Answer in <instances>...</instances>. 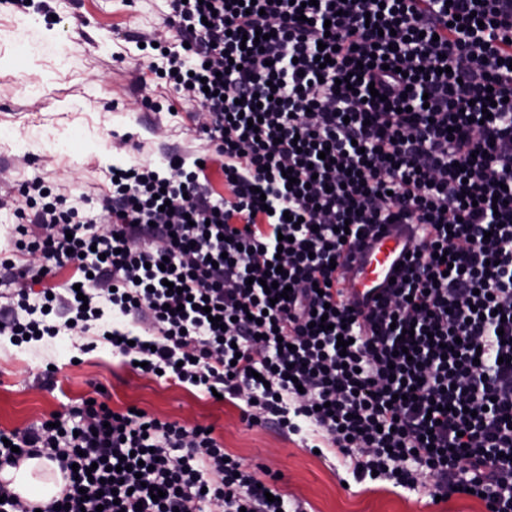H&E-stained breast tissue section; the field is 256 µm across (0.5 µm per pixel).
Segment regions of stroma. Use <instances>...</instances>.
Returning <instances> with one entry per match:
<instances>
[{"mask_svg":"<svg viewBox=\"0 0 512 512\" xmlns=\"http://www.w3.org/2000/svg\"><path fill=\"white\" fill-rule=\"evenodd\" d=\"M27 15L37 26L36 51L16 37ZM171 17L170 0H34L25 11L0 5L1 197L16 198L20 183L37 177L101 221L112 167L162 166L174 151L208 157L210 183L224 192L220 164L198 132L199 105L157 79L138 45L144 37L174 43ZM146 98L157 110L143 107ZM98 386L113 411L135 406L163 421L210 427L257 479L278 475L293 512H486L472 497L436 502L390 480H349L340 453H312L273 424H248L237 401H215L172 374L135 370L94 332L19 346L0 336V432L68 416Z\"/></svg>","mask_w":512,"mask_h":512,"instance_id":"stroma-1","label":"stroma"}]
</instances>
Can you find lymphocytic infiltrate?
I'll return each instance as SVG.
<instances>
[{
	"label": "lymphocytic infiltrate",
	"instance_id": "1",
	"mask_svg": "<svg viewBox=\"0 0 512 512\" xmlns=\"http://www.w3.org/2000/svg\"><path fill=\"white\" fill-rule=\"evenodd\" d=\"M172 6L162 78L205 112L228 196L174 154L116 167L99 231L24 182L0 197L16 218L0 268L39 282L73 262L80 278L21 295L0 335L98 324L130 362L337 448L355 480L512 512V0ZM389 224L415 225L417 244L374 308L351 309L337 268ZM72 414L0 442L9 466L46 453L64 495L38 510L0 485V512H283L206 427L98 401Z\"/></svg>",
	"mask_w": 512,
	"mask_h": 512
}]
</instances>
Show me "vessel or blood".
I'll list each match as a JSON object with an SVG mask.
<instances>
[{
	"mask_svg": "<svg viewBox=\"0 0 512 512\" xmlns=\"http://www.w3.org/2000/svg\"><path fill=\"white\" fill-rule=\"evenodd\" d=\"M409 247L410 232L404 224H392L370 235L365 248L342 270L346 297L362 305L374 304L395 276L396 266L405 261Z\"/></svg>",
	"mask_w": 512,
	"mask_h": 512,
	"instance_id": "1",
	"label": "vessel or blood"
}]
</instances>
